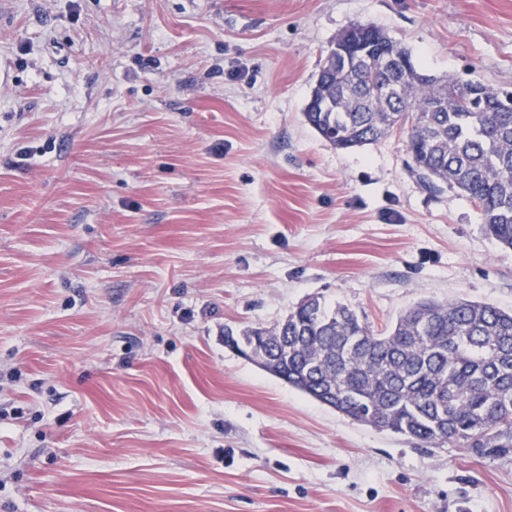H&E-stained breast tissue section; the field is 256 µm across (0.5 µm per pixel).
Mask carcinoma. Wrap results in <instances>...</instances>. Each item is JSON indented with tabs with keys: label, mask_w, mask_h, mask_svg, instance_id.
I'll list each match as a JSON object with an SVG mask.
<instances>
[{
	"label": "carcinoma",
	"mask_w": 512,
	"mask_h": 512,
	"mask_svg": "<svg viewBox=\"0 0 512 512\" xmlns=\"http://www.w3.org/2000/svg\"><path fill=\"white\" fill-rule=\"evenodd\" d=\"M345 33L362 46L361 62L346 71L326 55L311 90L329 111L305 112V121L343 150L404 133L423 186L459 189L486 235L512 249V91L423 74L411 52L372 23ZM384 83L396 85L397 100L378 106L374 89ZM260 333L269 336L270 374L353 421L425 448L454 443L512 456V310L423 300L376 332L348 306L314 295L272 327L224 330L239 341Z\"/></svg>",
	"instance_id": "cac0c4a2"
}]
</instances>
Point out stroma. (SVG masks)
<instances>
[{"label": "stroma", "instance_id": "obj_1", "mask_svg": "<svg viewBox=\"0 0 512 512\" xmlns=\"http://www.w3.org/2000/svg\"><path fill=\"white\" fill-rule=\"evenodd\" d=\"M369 22L512 91V0H7L0 512H512V457L353 421L230 351L312 295L375 331L512 308V250L405 137L303 117Z\"/></svg>", "mask_w": 512, "mask_h": 512}]
</instances>
